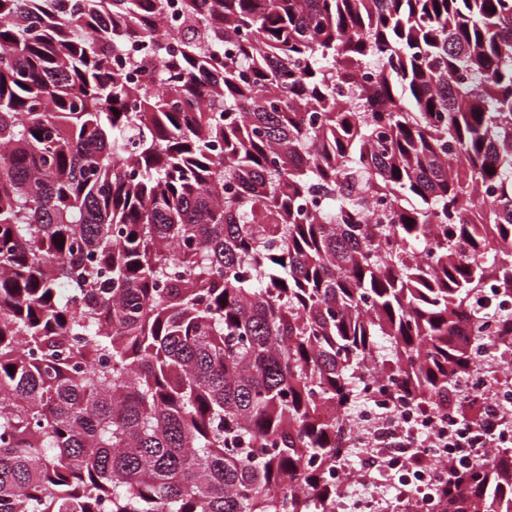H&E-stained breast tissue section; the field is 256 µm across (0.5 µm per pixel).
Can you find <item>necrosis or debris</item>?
<instances>
[{
    "instance_id": "1",
    "label": "necrosis or debris",
    "mask_w": 512,
    "mask_h": 512,
    "mask_svg": "<svg viewBox=\"0 0 512 512\" xmlns=\"http://www.w3.org/2000/svg\"><path fill=\"white\" fill-rule=\"evenodd\" d=\"M476 368L462 395L494 411L499 424L492 436L458 417L450 408L431 410L392 400L394 378H368V399L348 428L357 444L353 457L341 458L324 481L335 488L331 512H394L409 503L413 512H441L437 489L449 465L512 447V366L492 334L474 350Z\"/></svg>"
}]
</instances>
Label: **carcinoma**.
I'll list each match as a JSON object with an SVG mask.
<instances>
[{"instance_id":"carcinoma-1","label":"carcinoma","mask_w":512,"mask_h":512,"mask_svg":"<svg viewBox=\"0 0 512 512\" xmlns=\"http://www.w3.org/2000/svg\"><path fill=\"white\" fill-rule=\"evenodd\" d=\"M168 8L0 0V512H330L365 373L512 351V0ZM438 496L512 512V448Z\"/></svg>"}]
</instances>
